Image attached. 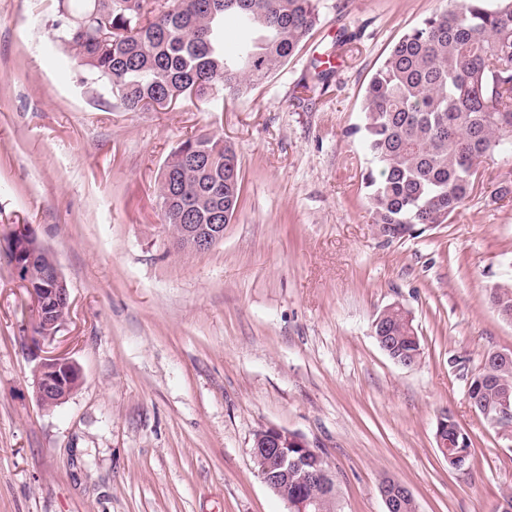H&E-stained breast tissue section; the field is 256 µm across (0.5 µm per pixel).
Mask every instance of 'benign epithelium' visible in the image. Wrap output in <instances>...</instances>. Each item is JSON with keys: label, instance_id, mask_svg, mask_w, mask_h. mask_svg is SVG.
<instances>
[{"label": "benign epithelium", "instance_id": "7a95c632", "mask_svg": "<svg viewBox=\"0 0 512 512\" xmlns=\"http://www.w3.org/2000/svg\"><path fill=\"white\" fill-rule=\"evenodd\" d=\"M167 228L178 246L190 252H205L224 239V225L217 224H169ZM41 271L45 278H51L52 288L29 289L33 316L32 320L42 324L41 340H51L66 320L69 310V292L62 274L50 253L35 250L29 253L27 272L29 278ZM498 363H512L511 350H495L487 353L483 367L471 374L476 377L483 373L484 365L490 360ZM81 372L78 366L64 357L50 356L43 359L34 371V388L38 403L44 408H52L66 400L79 386ZM498 432L512 441V400L508 395L500 398L497 408ZM308 444L298 435L285 430L268 427L254 437L252 457L265 461L259 471L263 482L277 486L288 481V467H301L296 459L288 458V449L306 448ZM335 480V476L324 457H319L312 468L305 470L303 483L313 484Z\"/></svg>", "mask_w": 512, "mask_h": 512}]
</instances>
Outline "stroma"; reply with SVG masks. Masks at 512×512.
Wrapping results in <instances>:
<instances>
[{
	"label": "stroma",
	"mask_w": 512,
	"mask_h": 512,
	"mask_svg": "<svg viewBox=\"0 0 512 512\" xmlns=\"http://www.w3.org/2000/svg\"><path fill=\"white\" fill-rule=\"evenodd\" d=\"M56 0H0V239L27 225L56 258L70 311L32 346L31 299L0 252V512H289L263 482L254 434L318 449L342 512H386L383 478L418 512H496L512 449L475 412L466 374L512 349L488 295L512 281V199L490 194L505 158L449 221L378 237L359 136L364 89L439 0H321V22L269 79L215 106L184 97L128 112L50 41ZM331 59L326 88L298 83ZM231 142L239 208L211 250L176 248L158 182L190 136ZM411 312L423 356L391 360L372 333ZM61 355L83 381L42 408L34 370ZM450 412L471 469L435 441Z\"/></svg>",
	"instance_id": "35a3bbf8"
}]
</instances>
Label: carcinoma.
<instances>
[{
    "mask_svg": "<svg viewBox=\"0 0 512 512\" xmlns=\"http://www.w3.org/2000/svg\"><path fill=\"white\" fill-rule=\"evenodd\" d=\"M59 0L53 40L127 112L185 95L214 101L239 96L288 63L320 22L319 0ZM244 37L224 54V19ZM350 134L370 158L363 176L371 221L389 240L416 238L448 223L473 192L472 169L512 157V0H446L389 49L367 84L361 122ZM242 171L226 140L198 136L166 160L158 185L164 223L231 222ZM491 195H512V169L498 175ZM7 258L26 269L25 232L5 238ZM489 302L512 321V283L489 289ZM388 333L408 359L422 355L413 319L386 307ZM492 417L501 395L512 398V367L476 387ZM448 467L473 465L472 441L448 425ZM320 512H341L338 491L313 484Z\"/></svg>",
    "mask_w": 512,
    "mask_h": 512,
    "instance_id": "cac0c4a2",
    "label": "carcinoma"
}]
</instances>
